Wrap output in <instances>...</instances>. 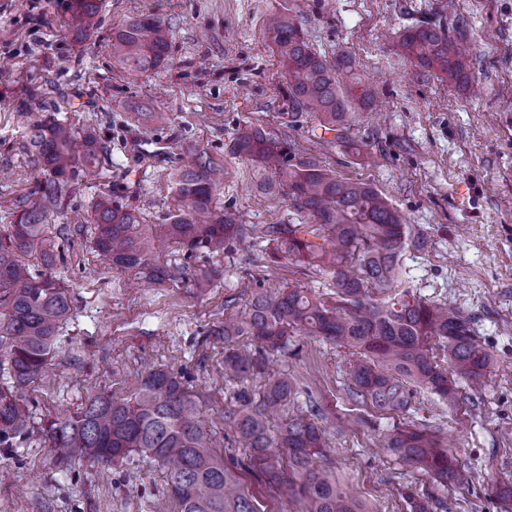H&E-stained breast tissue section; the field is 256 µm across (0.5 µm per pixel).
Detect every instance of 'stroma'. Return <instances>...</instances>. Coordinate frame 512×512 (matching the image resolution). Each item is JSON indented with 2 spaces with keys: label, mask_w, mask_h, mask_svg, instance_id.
I'll use <instances>...</instances> for the list:
<instances>
[{
  "label": "stroma",
  "mask_w": 512,
  "mask_h": 512,
  "mask_svg": "<svg viewBox=\"0 0 512 512\" xmlns=\"http://www.w3.org/2000/svg\"><path fill=\"white\" fill-rule=\"evenodd\" d=\"M71 3L0 0V195L22 194L35 182L23 132L45 103L55 104L59 119L112 139L106 169L63 193L48 216L53 228L76 229L49 271L68 287L71 312L48 380L17 392L31 428L0 445V512H153L167 486L152 459L136 453L115 466L78 457L65 467L42 425L77 412L98 391L126 396L166 365L200 388L208 424L223 431L232 393L224 387V341L212 329L243 314L260 286L309 288L333 300L328 277L269 263L262 245L220 258L222 277L204 291L187 283L128 287V274L93 251L87 221L102 195L161 223L168 174L183 165L185 142L223 162L220 199L240 223H308L286 195L259 191L271 171L228 153L247 122L287 125L299 158L371 183L407 215L403 288L477 313L494 359L481 389L459 381L456 405L416 387L409 413L397 414L350 400L348 349L301 338L290 366L326 414L337 476L376 512H407L400 497L407 490L438 501L434 512H499L494 488L512 479V0H99L101 24L81 43L65 36ZM283 8L316 52L348 55L372 84L380 107L357 119L350 142L321 139L313 116L289 120L280 57L266 32L268 15ZM139 14L162 18L172 42L168 64L144 75L112 62L113 29ZM425 18L467 47L461 85L448 86L398 49L403 31ZM149 109L170 113V123L146 122L141 114ZM460 182L470 188L464 209L452 192ZM422 422L475 472L472 484L442 485L379 448L392 426Z\"/></svg>",
  "instance_id": "stroma-1"
}]
</instances>
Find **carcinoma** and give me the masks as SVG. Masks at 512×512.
Instances as JSON below:
<instances>
[{"instance_id":"carcinoma-1","label":"carcinoma","mask_w":512,"mask_h":512,"mask_svg":"<svg viewBox=\"0 0 512 512\" xmlns=\"http://www.w3.org/2000/svg\"><path fill=\"white\" fill-rule=\"evenodd\" d=\"M100 21L97 0H73L66 36L85 40ZM267 30L281 57L288 91V117L312 114L333 140L349 137L356 115L375 101L371 84L353 74L345 55L330 60L308 44L302 26L288 11L268 18ZM404 54L450 85L465 80L466 63L441 23L426 20L405 30ZM169 28L152 15L129 18L112 31V61L130 73L147 74L167 64ZM27 155L42 178L30 191L0 207L15 216L0 237V348L6 349L10 378L24 387L43 377L63 321L71 311L67 289L34 270L26 259L54 265L57 239L46 224L61 189L82 174L110 162V142L94 130H78L45 115L26 132ZM229 152L267 169L286 190L309 224H240L217 205L224 167L203 151L191 150L195 164L173 169L172 206L161 224H146L138 210L103 195L95 204L94 251L102 263L158 285L191 282L199 289L219 278L216 266L189 270L159 261L154 241L162 238L184 250V258L228 255L253 240L273 245L272 255L331 277L336 304L328 306L305 288L254 289L247 316L224 319L212 332L224 339V385L234 390L224 406V440L245 448V459L224 461L220 442L202 413L201 395L166 366L147 372L132 393L116 398L101 391L80 412L53 419L42 428L58 463L74 457L122 464L146 453L165 469L168 498L177 512H259L243 484L244 469L268 488L286 484L305 512H374L336 477L327 460L328 438L319 425L321 406L291 408L300 385L288 357L300 347L296 336H319L357 356L350 378L353 397L379 409H410L413 383L456 404V379L483 385L493 358L477 336L474 317L445 302L422 301L399 287V256L408 240L407 217L370 183L339 179L312 160L292 158L288 135L248 123L238 129ZM29 415L16 394L0 390V444L29 431ZM382 446L404 464L440 481L472 483L429 426H394Z\"/></svg>"}]
</instances>
